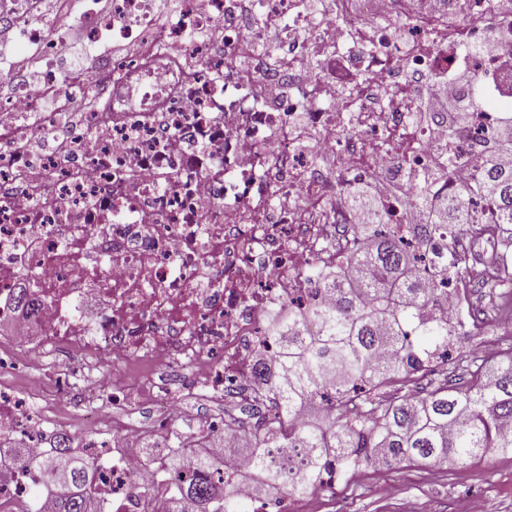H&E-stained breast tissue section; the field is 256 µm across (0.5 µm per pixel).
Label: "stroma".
<instances>
[{"label":"stroma","instance_id":"1","mask_svg":"<svg viewBox=\"0 0 512 512\" xmlns=\"http://www.w3.org/2000/svg\"><path fill=\"white\" fill-rule=\"evenodd\" d=\"M451 233L466 245L468 264L462 277L473 285L470 301L481 321L480 330L464 337L462 354L485 347L512 348V329L503 326L501 291L481 283L483 255L491 250V243L459 226L452 227ZM190 408L196 418L221 412L248 429L257 421L249 402L238 394L226 395L220 406L195 395ZM470 502L476 503L480 512H512V451L494 450L467 464L367 466L356 479H340L299 496L295 507L297 512H463Z\"/></svg>","mask_w":512,"mask_h":512}]
</instances>
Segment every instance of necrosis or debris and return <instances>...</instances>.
Wrapping results in <instances>:
<instances>
[{
    "instance_id": "obj_1",
    "label": "necrosis or debris",
    "mask_w": 512,
    "mask_h": 512,
    "mask_svg": "<svg viewBox=\"0 0 512 512\" xmlns=\"http://www.w3.org/2000/svg\"><path fill=\"white\" fill-rule=\"evenodd\" d=\"M364 2L325 0L316 21L300 0H181L163 26L160 0H111L106 15L86 2L76 22L97 58L70 82L67 34L40 19L42 0H0V27L41 68L38 83L0 90V322L17 318L20 284L38 307L33 339L0 336V357L31 353L37 369L23 388L0 376V512H55L26 467L70 428L45 392L58 354L176 361L220 403L261 384L260 358L279 351L268 313L310 299L319 243L354 228L338 187L376 185L385 223L417 224L408 198L441 149L456 158L449 192L480 179L512 110V0ZM108 38L127 52L99 54ZM460 68L485 98L464 125L421 108ZM399 91L405 106L391 109ZM48 97L57 111H43ZM407 130L415 146L395 153L387 138ZM81 385L95 422L81 445L98 462L87 493L107 512H142L146 488L169 497L160 461L180 455L192 473L185 436L224 429L153 377L134 392L161 407L153 427L100 414L102 381Z\"/></svg>"
}]
</instances>
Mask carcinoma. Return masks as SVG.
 <instances>
[{
	"mask_svg": "<svg viewBox=\"0 0 512 512\" xmlns=\"http://www.w3.org/2000/svg\"><path fill=\"white\" fill-rule=\"evenodd\" d=\"M481 167L474 188L439 201L428 224L402 236L382 223L362 225L359 246L344 254L346 281L313 268L306 280L323 290L325 300L305 306L291 301L274 313L268 335L280 343V355L258 366L268 374L283 370L288 379L268 385L258 401L265 412L252 430L224 424L255 440L253 477L266 496L295 497L320 486L318 476L331 457L339 474L377 461L466 463L512 449V348L491 362L471 358L465 386L446 376L414 393L417 374L434 371L438 362L460 365L458 337L448 334V294L440 288L448 277L460 278L464 264L448 251V204L467 224L469 198L483 199L495 219L492 228L512 239V169L485 159ZM446 180L445 168L432 174L417 201L431 204L432 185ZM498 266V278L482 283L512 288V257ZM392 385L397 392L387 391ZM316 400L328 416L305 418ZM73 443L70 436L55 439L54 450L34 463L36 491L56 492L57 512H92L86 487L95 465L77 456ZM162 470L177 494L158 512H249L206 455L190 476L176 455Z\"/></svg>",
	"mask_w": 512,
	"mask_h": 512,
	"instance_id": "cac0c4a2",
	"label": "carcinoma"
}]
</instances>
